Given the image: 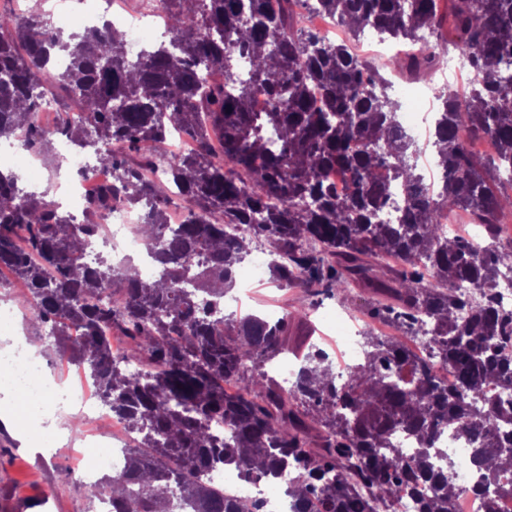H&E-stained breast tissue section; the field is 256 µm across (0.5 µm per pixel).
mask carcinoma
I'll return each mask as SVG.
<instances>
[{
    "mask_svg": "<svg viewBox=\"0 0 512 512\" xmlns=\"http://www.w3.org/2000/svg\"><path fill=\"white\" fill-rule=\"evenodd\" d=\"M294 2L170 0L172 39L138 63L125 59L106 23L63 41L33 16L0 14V30L10 31L0 37V139L26 129L29 147L53 144L33 125L53 80L87 114L66 120L61 135L83 148L92 131L96 143L112 144L99 156L112 183L94 190L85 214L117 201L148 204L141 229L159 264L152 288L130 265L74 262L97 225L19 196L17 176L0 172V266L25 282L35 318L53 322L60 358L86 367L138 436L124 470L104 478L112 512H172L177 490L191 512H257L198 480L201 470L225 468L246 480L285 475L301 512H374L399 482L430 486L421 512H452L463 489L434 447L450 425L476 443L480 483L512 492V402L490 393L512 387V352L498 344L512 339V312L498 308L495 293L499 273L512 270V247L500 237L512 212V0H451L472 78L463 92L441 95L434 138L448 149L436 161L437 186L418 172L389 81L378 72L365 80L367 60L299 27ZM319 2L354 37L369 28L382 42H416L438 24L436 0ZM59 51L68 58L60 70ZM446 57L448 44L426 43L388 66L416 80ZM208 65L224 80L204 83ZM255 95L268 98V111L251 110ZM174 130L220 153L166 159L168 184L190 202L177 226L166 222L172 199L146 176ZM483 138L495 142L494 156L472 157L464 142ZM382 168L399 184L394 202L378 180ZM336 172L351 180L343 198L331 183ZM391 202L398 224L382 218ZM456 206L482 225L480 247L441 231L442 212ZM226 224H246L268 242L281 285L341 302L362 286L376 296V318L410 336L426 328L440 363L455 370L454 388L437 380L435 364L371 334L343 381L317 348L296 382L281 386L264 366L286 353L288 318L224 314L226 287L250 246L226 239ZM464 283L478 296L457 293ZM106 291L110 301H99ZM114 330L129 338L121 356L112 352ZM217 421L230 437L211 432ZM400 430L416 448L395 447Z\"/></svg>",
    "mask_w": 512,
    "mask_h": 512,
    "instance_id": "obj_1",
    "label": "carcinoma"
}]
</instances>
